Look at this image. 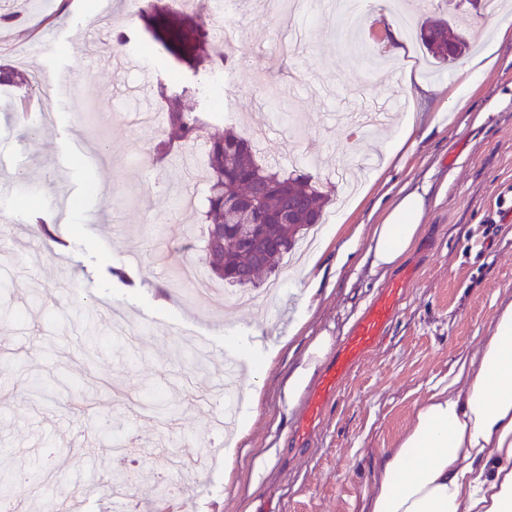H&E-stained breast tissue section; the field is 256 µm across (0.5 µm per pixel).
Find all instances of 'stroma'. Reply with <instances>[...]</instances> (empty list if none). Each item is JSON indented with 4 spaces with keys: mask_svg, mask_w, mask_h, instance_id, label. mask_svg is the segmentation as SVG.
I'll list each match as a JSON object with an SVG mask.
<instances>
[{
    "mask_svg": "<svg viewBox=\"0 0 512 512\" xmlns=\"http://www.w3.org/2000/svg\"><path fill=\"white\" fill-rule=\"evenodd\" d=\"M152 3L147 28L117 0H0V14L16 16L0 26V62L44 83L0 89V146L15 156L0 168V467L43 472L11 502L40 512L87 483L80 512H115L112 473L132 478L124 512H164L158 460L171 448L186 467V512H360L377 455L512 301V40L499 41L494 16L465 0H387V22L366 20L357 2L289 23L270 0H240L234 15L205 23L173 0ZM404 14L413 32L397 58L388 27ZM437 18L473 38L468 56L497 44L487 73L470 76L468 57L432 58L416 31ZM229 23L245 31L230 48L245 61L231 110L212 113L194 148L160 149L164 121L125 117L162 112L160 97L143 96L138 71L101 74L99 61L117 55L113 36L128 29L133 48L150 52L154 84L192 89L210 76ZM408 67L421 87H403ZM62 70L73 86L65 99L55 96ZM40 109L56 119L33 140L20 115ZM227 125L261 135L262 158L281 173L318 175L349 199L325 211L338 231L313 246L319 286L308 307L311 252L290 257L279 276L261 274L252 302L229 315L223 281L210 279L197 298L178 278L202 264L203 144ZM413 190L425 198L419 239L395 269L373 267L375 224ZM79 209L95 221L76 223ZM44 224L58 241L43 238ZM393 281L403 285L399 314L299 442L303 408L283 394L289 373L315 336L342 342ZM254 323L281 350L229 463L224 436L209 428V396L223 379V328ZM187 336L216 344L206 369L180 361Z\"/></svg>",
    "mask_w": 512,
    "mask_h": 512,
    "instance_id": "obj_1",
    "label": "stroma"
}]
</instances>
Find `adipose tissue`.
<instances>
[{"label": "adipose tissue", "instance_id": "obj_1", "mask_svg": "<svg viewBox=\"0 0 512 512\" xmlns=\"http://www.w3.org/2000/svg\"><path fill=\"white\" fill-rule=\"evenodd\" d=\"M423 210L424 197L415 191L393 202L374 229V266H397L419 237ZM227 340L251 385L246 430L261 374L278 348L254 341L240 325ZM333 343L330 336L310 343L288 378L289 405L299 402ZM361 512H512V301L498 310L478 351L458 363L395 446L381 452Z\"/></svg>", "mask_w": 512, "mask_h": 512}]
</instances>
